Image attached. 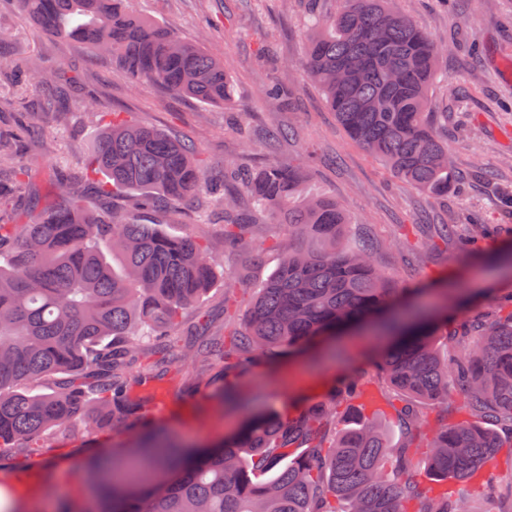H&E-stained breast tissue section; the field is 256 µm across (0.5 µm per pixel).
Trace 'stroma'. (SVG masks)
Segmentation results:
<instances>
[{
  "instance_id": "35a3bbf8",
  "label": "stroma",
  "mask_w": 512,
  "mask_h": 512,
  "mask_svg": "<svg viewBox=\"0 0 512 512\" xmlns=\"http://www.w3.org/2000/svg\"><path fill=\"white\" fill-rule=\"evenodd\" d=\"M342 0H132L148 16L224 63L235 83L234 100L221 107L175 97L147 85H133L105 59L39 34L11 0H0V28L11 37L0 44V144L12 164L23 169L17 214L30 216L52 196V170L81 178L85 148L112 122L113 113L197 145L208 175L222 176L226 162L260 167L302 158L314 147L309 189L336 197L353 224L349 241H371L377 261L395 287L415 288L409 302L427 312L445 303L462 319L493 307L496 296L512 291V273L501 268L512 255V0H393L438 43H447L457 24L468 22L473 43L461 44L439 60L440 80L431 90L432 116L461 175L447 199L433 200L394 178L384 164L352 141L326 105L317 87L301 72L313 16L334 14ZM54 74L38 86L25 78L28 66ZM282 84L286 105L266 106L262 89ZM95 99L96 112L81 103ZM289 126L292 139L266 143L269 129ZM498 226V236L484 242L482 254L461 256L455 241H433V227L446 220L467 235L469 217ZM149 221L182 236L205 231L218 277L201 304L214 321L224 323V283L237 278L239 297H249L276 269L288 237L279 225L254 218L252 243L260 262L224 240L217 212L197 203ZM376 331L361 328L335 337L330 355L284 357L252 368L236 384L242 404L225 405L214 393L222 382L220 366L196 363L169 366L149 383H133L132 393L165 407L160 427L169 442L205 448L237 430L251 414L270 409L296 412L322 398L336 376L351 368L373 371ZM71 437L50 440L41 455L13 453L0 463V484L12 481L31 498L30 512H62L69 505L96 512L98 494L90 482L88 460L104 442L135 445L137 429L101 436L81 420ZM491 478L495 500L476 499L474 512H512V457L498 456Z\"/></svg>"
}]
</instances>
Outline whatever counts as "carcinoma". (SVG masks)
<instances>
[{
	"instance_id": "cac0c4a2",
	"label": "carcinoma",
	"mask_w": 512,
	"mask_h": 512,
	"mask_svg": "<svg viewBox=\"0 0 512 512\" xmlns=\"http://www.w3.org/2000/svg\"><path fill=\"white\" fill-rule=\"evenodd\" d=\"M42 34L104 58L137 85L227 105L234 83L224 63L195 42L133 13L129 0H19ZM447 47L390 0H343L309 39L305 71L349 137L390 173L434 200L457 171L431 123L430 91ZM315 151L299 162L224 165L208 185L197 147L112 117L89 148L86 175L99 196L139 194L143 211L175 210L205 195L224 214V239L251 250V221L283 226L288 250L248 302L244 326L208 336L200 305L215 279L206 237L166 234L123 209L86 204L80 181L58 177L62 207L29 224L12 218L20 184L0 187V462L16 448L36 454L81 415L95 431L152 413L131 396L168 365L211 360L225 375L268 356L313 348L372 324L392 341L377 379L346 375L298 413L254 417L234 437L169 462L166 479L112 473L101 512H471L490 487L486 468L512 449V297L493 312L448 326V314L417 317L378 266L374 247L351 246V218L329 196H304ZM195 307L196 320L184 314ZM455 353H440L441 338ZM385 402L402 442L389 444L374 405ZM421 403L441 405L428 422ZM427 470L456 485H429Z\"/></svg>"
}]
</instances>
